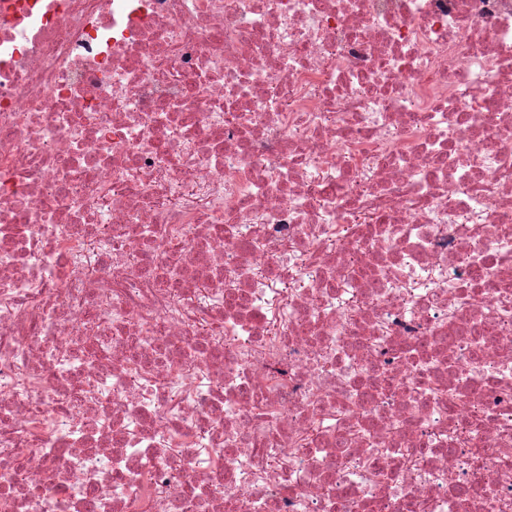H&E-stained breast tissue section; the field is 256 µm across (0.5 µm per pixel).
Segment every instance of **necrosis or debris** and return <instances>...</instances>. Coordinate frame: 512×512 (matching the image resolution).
Returning a JSON list of instances; mask_svg holds the SVG:
<instances>
[{
    "mask_svg": "<svg viewBox=\"0 0 512 512\" xmlns=\"http://www.w3.org/2000/svg\"><path fill=\"white\" fill-rule=\"evenodd\" d=\"M0 512H512V0H0Z\"/></svg>",
    "mask_w": 512,
    "mask_h": 512,
    "instance_id": "1",
    "label": "necrosis or debris"
}]
</instances>
